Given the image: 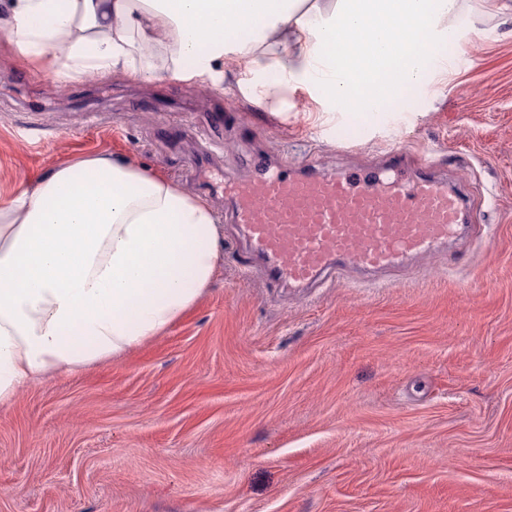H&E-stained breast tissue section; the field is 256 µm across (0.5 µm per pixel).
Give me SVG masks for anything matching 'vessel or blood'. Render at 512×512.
<instances>
[{
    "label": "vessel or blood",
    "mask_w": 512,
    "mask_h": 512,
    "mask_svg": "<svg viewBox=\"0 0 512 512\" xmlns=\"http://www.w3.org/2000/svg\"><path fill=\"white\" fill-rule=\"evenodd\" d=\"M429 153H389L377 171L321 173L255 156L243 181L221 187L247 241L241 264L272 288L333 286L436 253L460 232L467 201L438 179Z\"/></svg>",
    "instance_id": "obj_1"
}]
</instances>
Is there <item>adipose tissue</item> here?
<instances>
[{
    "mask_svg": "<svg viewBox=\"0 0 512 512\" xmlns=\"http://www.w3.org/2000/svg\"><path fill=\"white\" fill-rule=\"evenodd\" d=\"M460 0H5L0 39L64 82L93 72L181 80L271 73L267 103L305 88L331 109L384 112L456 39ZM207 201L119 158L86 157L0 197V407L48 375L124 354L211 281Z\"/></svg>",
    "mask_w": 512,
    "mask_h": 512,
    "instance_id": "obj_1",
    "label": "adipose tissue"
}]
</instances>
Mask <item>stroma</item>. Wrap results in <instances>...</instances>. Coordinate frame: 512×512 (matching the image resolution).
Returning a JSON list of instances; mask_svg holds the SVG:
<instances>
[{
	"label": "stroma",
	"instance_id": "stroma-1",
	"mask_svg": "<svg viewBox=\"0 0 512 512\" xmlns=\"http://www.w3.org/2000/svg\"><path fill=\"white\" fill-rule=\"evenodd\" d=\"M454 48L404 112L262 105L261 77L66 83L0 43V196L117 157L198 194L251 152L325 172L432 149L481 232L377 282L310 291L222 262L196 304L131 352L0 408V512H512V21L461 0Z\"/></svg>",
	"mask_w": 512,
	"mask_h": 512
}]
</instances>
